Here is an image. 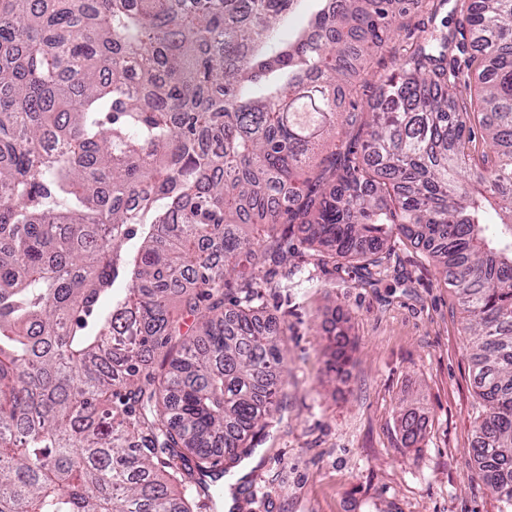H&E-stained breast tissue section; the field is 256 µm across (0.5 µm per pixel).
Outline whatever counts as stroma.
Listing matches in <instances>:
<instances>
[{
    "label": "stroma",
    "instance_id": "stroma-1",
    "mask_svg": "<svg viewBox=\"0 0 512 512\" xmlns=\"http://www.w3.org/2000/svg\"><path fill=\"white\" fill-rule=\"evenodd\" d=\"M267 314L286 328L287 402L223 477L228 512H500L470 460L479 409L457 292L400 238L380 266L335 268L292 229ZM313 285L292 287L294 267ZM349 334L348 380L329 372V330ZM412 413L422 432L402 441Z\"/></svg>",
    "mask_w": 512,
    "mask_h": 512
}]
</instances>
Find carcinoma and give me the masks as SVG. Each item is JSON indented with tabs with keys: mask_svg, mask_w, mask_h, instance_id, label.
Masks as SVG:
<instances>
[{
	"mask_svg": "<svg viewBox=\"0 0 512 512\" xmlns=\"http://www.w3.org/2000/svg\"><path fill=\"white\" fill-rule=\"evenodd\" d=\"M311 2L282 39L297 0H0V512L216 508L286 398L285 224L333 265L427 251L512 512V0H420L455 27L395 48L368 112L338 93L402 13Z\"/></svg>",
	"mask_w": 512,
	"mask_h": 512,
	"instance_id": "1",
	"label": "carcinoma"
}]
</instances>
